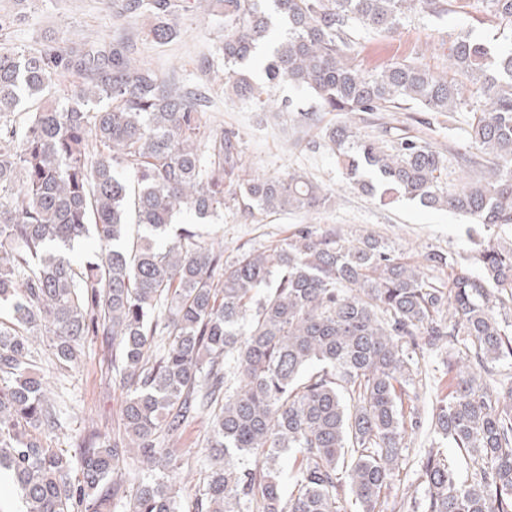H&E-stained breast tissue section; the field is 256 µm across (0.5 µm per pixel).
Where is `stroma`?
<instances>
[{"label":"stroma","mask_w":512,"mask_h":512,"mask_svg":"<svg viewBox=\"0 0 512 512\" xmlns=\"http://www.w3.org/2000/svg\"><path fill=\"white\" fill-rule=\"evenodd\" d=\"M0 10L21 17L20 24L6 38L15 46L36 49L48 42L65 47L77 40H129L135 57L160 76L210 89L214 128L239 132L244 154L255 171L284 177L300 170L334 195L331 207L308 214H272L256 209L247 212L226 203L223 210L198 227L205 239L222 242L226 258H233L242 246L265 250L305 225L320 233H373L417 258L429 250L466 253L475 238L500 246L512 244V227L487 230L470 217L428 210L407 200L379 205L346 185L335 158L326 150L309 147L308 135L292 115L254 112L238 98L225 96L223 74H204L197 67L201 58L214 53L224 37V18L215 10L193 8L183 13L180 37L165 44L146 36V18L119 20L107 0H0ZM462 31L494 53L507 44L499 29L486 20L481 5L439 19L413 11L396 33L361 39L356 47L359 68L371 73L404 59L419 60L432 68L441 66L451 36ZM111 359L109 338L96 336L86 342L76 368L57 383L69 424L68 434L59 445L72 457H79L81 441L91 432L115 435L122 430L123 390ZM206 430V420H198L177 442L189 457L188 467L177 478L186 503L200 488V468L207 456L203 443Z\"/></svg>","instance_id":"obj_1"}]
</instances>
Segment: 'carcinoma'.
I'll return each instance as SVG.
<instances>
[{"instance_id":"1","label":"carcinoma","mask_w":512,"mask_h":512,"mask_svg":"<svg viewBox=\"0 0 512 512\" xmlns=\"http://www.w3.org/2000/svg\"><path fill=\"white\" fill-rule=\"evenodd\" d=\"M224 16L219 60L236 96L271 111L286 82L313 94L314 112L283 99L302 126L318 113L322 146L347 182L387 205L395 197L512 225V47L487 62L467 33L448 63L395 62L365 74L355 35L391 34L418 6L440 18L471 0H216ZM487 20L512 38V0H482ZM184 0H121L118 16H148L147 35L177 36ZM284 24L266 79L239 66ZM63 75L70 93L55 94ZM417 107L464 128L469 150L440 148L403 130L362 133L378 112ZM468 173L461 188L455 171ZM230 199L245 211L310 213L333 196L302 172L247 170L239 134L212 126L205 96L138 65L130 48L103 42L32 51L0 43V470L26 512H112L129 455L146 476L125 512H379L402 468L417 352L452 344L448 394L435 400L430 442L458 450L466 477L441 447L420 459V497L397 512H512V378L492 368L512 357V248L491 243L462 258L431 250L427 267L371 233L317 235L304 226L262 252L224 258L176 213L206 220ZM142 232L131 236L129 226ZM93 247L81 265L64 251ZM112 341L125 390L123 431L82 441L80 476L53 441L67 422L49 397L34 337L49 342L59 373L88 337ZM208 420L202 493L182 504L171 447Z\"/></svg>"}]
</instances>
